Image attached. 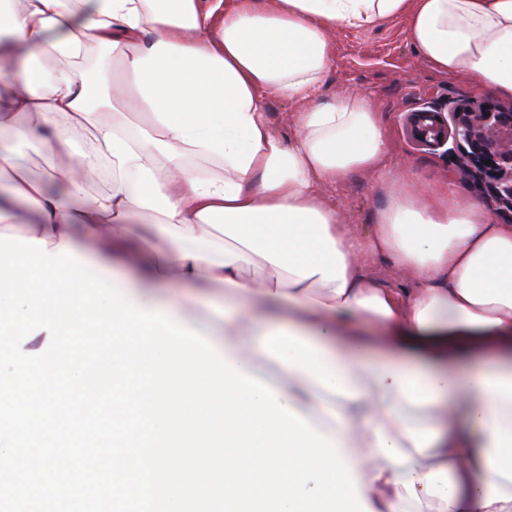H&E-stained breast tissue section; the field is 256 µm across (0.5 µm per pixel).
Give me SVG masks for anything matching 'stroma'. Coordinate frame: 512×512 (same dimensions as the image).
Returning a JSON list of instances; mask_svg holds the SVG:
<instances>
[{"mask_svg":"<svg viewBox=\"0 0 512 512\" xmlns=\"http://www.w3.org/2000/svg\"><path fill=\"white\" fill-rule=\"evenodd\" d=\"M336 56L323 81L320 100L335 103L340 94L365 95L381 112L395 144L396 164L425 182L448 180L464 196L479 200L481 189L460 178L444 149H430L406 133V119L421 110L449 112L457 103L471 101L512 106V101L478 90L466 79L449 78L419 61L403 21L393 20L367 29H339ZM329 196L341 221L366 234L388 202V189L366 174L349 173Z\"/></svg>","mask_w":512,"mask_h":512,"instance_id":"1","label":"stroma"}]
</instances>
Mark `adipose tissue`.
Returning a JSON list of instances; mask_svg holds the SVG:
<instances>
[{"instance_id": "obj_1", "label": "adipose tissue", "mask_w": 512, "mask_h": 512, "mask_svg": "<svg viewBox=\"0 0 512 512\" xmlns=\"http://www.w3.org/2000/svg\"><path fill=\"white\" fill-rule=\"evenodd\" d=\"M395 18L436 72L512 97V0H0V233L68 248L211 338L337 442L368 512H512V224L394 168L364 95L317 101L336 30ZM102 48L117 70L79 74ZM272 94L293 105L291 144ZM32 140L52 157L39 181L7 153ZM354 170L389 190L363 236L324 195ZM140 214L168 247L137 262ZM378 254L413 288L368 276ZM174 280L240 304L172 306L156 289ZM293 107L287 100L277 96H270L266 102V112L269 121L275 131L288 144V112H292Z\"/></svg>"}]
</instances>
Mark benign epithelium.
<instances>
[{
    "mask_svg": "<svg viewBox=\"0 0 512 512\" xmlns=\"http://www.w3.org/2000/svg\"><path fill=\"white\" fill-rule=\"evenodd\" d=\"M413 140L441 147L452 143L448 155L465 178L476 182L487 175L486 200L497 214L512 216V106H455L443 118L439 112H413L408 118Z\"/></svg>",
    "mask_w": 512,
    "mask_h": 512,
    "instance_id": "obj_1",
    "label": "benign epithelium"
}]
</instances>
